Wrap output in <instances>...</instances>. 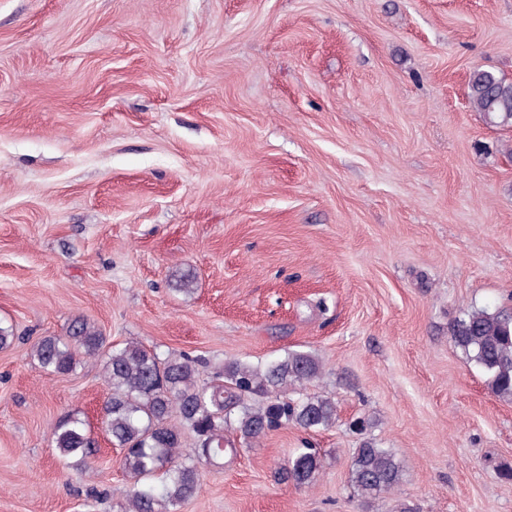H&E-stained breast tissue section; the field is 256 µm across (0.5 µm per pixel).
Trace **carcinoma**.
I'll list each match as a JSON object with an SVG mask.
<instances>
[{
    "instance_id": "obj_1",
    "label": "carcinoma",
    "mask_w": 512,
    "mask_h": 512,
    "mask_svg": "<svg viewBox=\"0 0 512 512\" xmlns=\"http://www.w3.org/2000/svg\"><path fill=\"white\" fill-rule=\"evenodd\" d=\"M466 97L488 124L512 128V80L478 68ZM451 341L486 375L494 395L512 401V315L467 310L452 323ZM33 356L42 370L56 375L103 359L105 434L123 451L120 463L130 478L125 512H180L202 487V463L220 465L228 428L249 445L280 427L316 431L336 421L330 396L305 392L323 372L319 358L308 351H289L263 365L230 361L200 383L198 360L135 342L114 345L94 326L77 321L65 336L38 340ZM186 431L196 440L188 450L182 441ZM51 434L61 459L83 463L93 455L94 439L80 410L59 417ZM320 467L316 449L299 448L288 460L287 478L309 487ZM402 480L403 466L391 450L372 439L355 449L349 482L362 499L392 493Z\"/></svg>"
}]
</instances>
